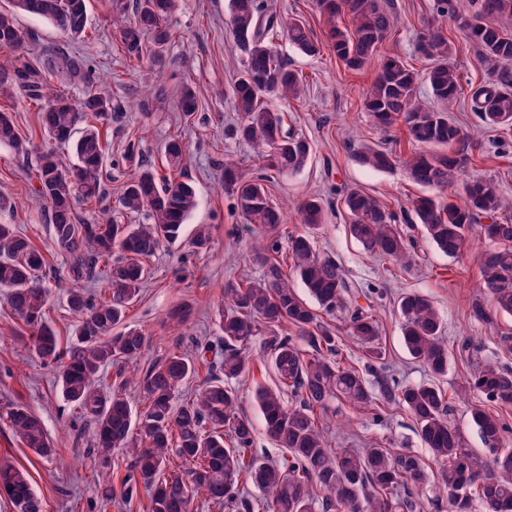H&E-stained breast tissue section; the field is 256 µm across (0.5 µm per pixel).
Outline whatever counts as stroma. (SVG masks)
Returning <instances> with one entry per match:
<instances>
[{
	"instance_id": "stroma-1",
	"label": "stroma",
	"mask_w": 512,
	"mask_h": 512,
	"mask_svg": "<svg viewBox=\"0 0 512 512\" xmlns=\"http://www.w3.org/2000/svg\"><path fill=\"white\" fill-rule=\"evenodd\" d=\"M381 2L395 17L381 55H398L409 66L424 69L426 62L416 53L415 41L435 18L434 0ZM263 4L282 22L300 21L322 44L320 54L308 56L286 35L274 40L278 56L304 81L299 99L285 102L272 97L266 101L268 108L284 113L287 129L311 144L308 164L292 175L265 171L255 150L235 136L232 86L246 52L231 33L229 0H177L167 19L176 39L158 67L126 57L112 25L109 0L87 2L88 37L75 49L95 72L91 88L124 100L128 109L101 131L108 153L102 175L107 195L99 206H80L79 220L91 221L99 208L116 207L131 174L125 155L133 142L139 144L144 159L160 171L164 168L163 144L173 137L182 139L187 159L180 177L190 181L197 194V207L181 238L162 244L150 259L152 275L128 310L127 324L148 340L138 368L146 369L176 348L189 349L194 342L219 336L216 315L224 304L225 285L247 268L257 276L263 273L262 267L250 265L247 259L258 229L245 219L235 196L224 188V158L230 155L243 178L265 177L271 199L289 207L288 230L303 229L294 205L314 196L323 198L327 219L316 234V251L333 259L356 286L349 307L360 306L374 314L387 353L386 375L407 383L426 380L423 364L411 359L403 346L396 301L401 294L411 293L432 302L445 326L448 346V373L438 384L448 401L449 423L460 431L467 447L481 451L484 442L470 422V410L476 404L487 405L504 422L502 446L512 451V404L486 403L480 393L465 388L471 374L485 366L512 369V351L503 346L504 338H512V315L498 313L484 322L472 312L474 304L492 305L479 262L490 241L480 225H473L467 250L451 258L425 238L420 225L408 224L404 231L414 240V262L403 267L367 252L352 237L350 216L340 204L347 188L362 189L398 214L409 210L413 200L431 195V188L414 183L403 165L419 146L410 141L405 127L382 131L365 112L363 101L379 64L371 62L359 71L342 64L326 42L328 26L318 0H263ZM186 80L191 81L197 98V110L189 117L181 112L176 99L177 89ZM0 111L10 113L30 152L24 159L0 146V193L16 202L13 211L0 213V224L16 225L44 254L48 282L67 280L68 260L54 243L49 205L36 197L37 182L27 175L36 166V154L48 145L37 109L18 92L0 97ZM448 115L467 135L463 145L468 159L466 175L498 182L512 202V135L485 128L467 97L458 99ZM366 147L393 149L401 162L387 172L365 168L355 155ZM202 224L207 226L210 240L207 248L198 249L193 240ZM177 308L188 309L185 323L170 319V312ZM250 355V374L236 384L237 412L252 420L256 428L258 455L276 461L282 450L265 432L253 393L260 384L275 386L277 377L263 341L253 343ZM9 403L23 404L41 418L55 448L52 458H40L0 422V463H11L29 473L43 512H149L143 490L128 502L116 498L111 504L102 503L101 487L120 488L131 458L117 449L110 468L99 467L93 424L66 403L56 370L44 366L31 351L28 328L0 297V407ZM324 421L330 447L365 448L375 442L417 456L428 479L421 491L410 495L406 512H436L433 503L439 497V466L407 411L386 404L362 411L336 401L329 405Z\"/></svg>"
}]
</instances>
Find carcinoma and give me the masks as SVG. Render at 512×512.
<instances>
[{
    "mask_svg": "<svg viewBox=\"0 0 512 512\" xmlns=\"http://www.w3.org/2000/svg\"><path fill=\"white\" fill-rule=\"evenodd\" d=\"M175 0H110L113 23L129 59L162 63L173 40L166 19ZM330 29L336 57L350 70L364 68L377 54L394 27L392 15L380 0H318ZM14 11L36 15L52 24L67 40L85 37L88 27L86 0H13ZM234 38L247 58L233 89V107L240 116L236 134L246 143L269 147L262 155L266 166L281 174L300 171L310 157V146L284 128V118L264 106V98L297 99L303 89L299 74L288 69L275 53L274 36L281 22L268 14L259 0H229ZM440 18L451 19L463 36L479 49L487 67L486 79L471 91L479 120L512 131V82L500 67L512 64V29L500 20L512 17V0H434ZM14 11H0V50L18 52L8 70H0V95L24 92L39 105V123L51 146L37 155L35 188L50 205L54 243L68 256L73 280L98 278L105 293L96 296L79 288L66 292L69 310L77 316L75 339L61 346L47 321L50 288L45 285L43 255L12 224H0V288L13 315L31 330L34 351L44 364L56 368L64 399L94 425L97 449L108 462L115 448L132 456L121 496L129 499L139 488L149 493V512H190L191 500L202 495L230 512H254L255 501L245 484L267 493V512H403L410 492L425 484L424 464L413 455L372 445L369 448H330L318 425L317 411L335 400L360 408L396 403L413 418L417 432L440 464L439 488L451 512H471L480 502L485 512H512V452L500 448L505 426L482 406L471 409V419L484 441L479 455L467 448L461 433L448 423V403L431 383L405 384L379 375L386 350L373 314L356 308L349 317L351 336L361 345L365 370L338 359L336 336L315 325L313 308L283 274L280 257L291 260L292 273L326 313L345 307L351 285L335 261L319 256L313 231L325 221V207L317 198L297 207L304 231L287 236L281 249L282 207L271 200L260 179L242 178L236 165L224 162V187L236 196L239 209L259 226L263 239L254 246L252 263L265 268L259 278L246 276L224 288L227 300L219 311L217 342H198L195 355L171 353L149 366L143 377L118 371L108 390L95 388L107 367L137 361L146 337L126 326L129 306L139 297L150 276L148 260L165 243L180 239L183 226L196 206L191 183L163 179L152 166L138 162L139 172L126 184L118 211L146 213V224H121L106 211L93 222H79L80 201L98 200L104 194L101 174L106 151L99 126L112 123L122 102L101 93H86L75 100L56 89L52 75L56 61L33 56L37 36L20 28ZM346 15L351 26H339ZM288 39L302 53L320 51L305 27L291 22ZM426 61L416 71L404 59L384 61L364 99V108L377 126L388 129L404 123L409 139L431 150L409 158L406 168L413 181L437 192L412 202V211L426 238L444 254L455 257L467 246L469 228L485 217V237L499 247L480 257L485 283L496 311L512 314V222L496 219L504 209L503 194L493 180L462 183L463 203L447 200L448 187L459 183L467 158L456 146L461 129L448 118V106L464 93L453 57L455 43L444 29L429 27L416 43ZM68 73L91 83L94 72L87 59L74 52L65 59ZM428 86L442 104L432 109L417 95L419 83ZM0 145L19 156L29 155L11 116L0 112ZM71 148L74 162L66 164L55 146ZM168 169L180 173L185 146L178 138L164 146ZM356 161L377 171L395 167L396 155L385 148L367 147ZM350 213L351 234L370 252L402 266L409 262L412 243L389 212L374 197L351 189L342 197ZM402 339L411 357L434 376L448 373V351L442 345V320L433 304L420 295L400 298ZM289 323L306 342L303 350L291 337L275 336L267 356L279 385L259 386L255 402L267 433L287 451L276 463L260 458L254 448L252 421L236 412L238 390L233 382L250 370L249 346L263 329ZM205 367L209 373L201 391L176 401V393ZM377 377L372 388L368 376ZM143 386L149 406L136 412L127 399L132 384ZM468 388L491 403H512V369L488 366L475 373ZM291 391L299 403L288 407L283 394ZM0 420L34 454L51 457L55 449L42 421L22 404L0 408ZM193 465L190 481L173 469L174 461ZM328 493L321 502L314 487ZM0 491L12 512H41V501L29 473L15 466H0Z\"/></svg>",
    "mask_w": 512,
    "mask_h": 512,
    "instance_id": "obj_1",
    "label": "carcinoma"
}]
</instances>
